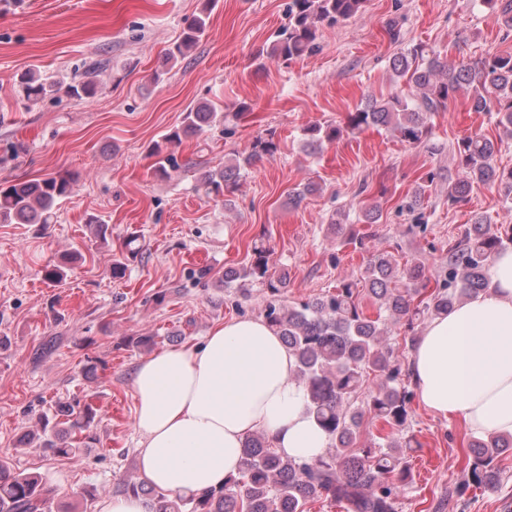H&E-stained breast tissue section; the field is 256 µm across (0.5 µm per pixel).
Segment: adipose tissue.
Returning <instances> with one entry per match:
<instances>
[{
    "mask_svg": "<svg viewBox=\"0 0 512 512\" xmlns=\"http://www.w3.org/2000/svg\"><path fill=\"white\" fill-rule=\"evenodd\" d=\"M488 279L486 292L426 324L408 365L431 413L477 435H512V249L495 257ZM295 370L280 336L251 318L142 359L132 379L142 477L188 495L222 488L257 431L291 458L324 453Z\"/></svg>",
    "mask_w": 512,
    "mask_h": 512,
    "instance_id": "1",
    "label": "adipose tissue"
}]
</instances>
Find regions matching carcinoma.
Wrapping results in <instances>:
<instances>
[{"instance_id":"1","label":"carcinoma","mask_w":512,"mask_h":512,"mask_svg":"<svg viewBox=\"0 0 512 512\" xmlns=\"http://www.w3.org/2000/svg\"><path fill=\"white\" fill-rule=\"evenodd\" d=\"M363 0H292L288 25L273 42L270 54L287 62L317 48L318 30L357 14ZM501 22L512 28V0H483ZM207 14L187 26L178 41L167 49L166 58L176 64L185 58L205 35ZM107 67L96 59L88 64L85 77L68 85L76 98H91L97 86L92 76ZM396 76L406 79L411 94H394L385 100L372 99L349 113L347 127H386L409 142L417 143L428 131L429 119L464 91L473 112H495L507 136L512 137V54L498 55L478 63L450 65L440 55L421 45L403 48L391 64ZM28 101L53 95L57 83L36 72L19 80ZM224 121L215 106L202 103L187 109L182 125L154 143L149 156L155 158L154 174L171 178L178 167L169 146L182 138L200 134L204 128ZM311 142L332 144L342 130L332 125L305 129ZM498 143L474 133L461 138L458 154L461 176L448 183V198L465 200L475 184L500 187L503 200L512 207V170L505 172L494 163ZM273 135L255 138L248 154L235 158L224 168L202 178L205 192L216 198L234 191L240 171L274 156ZM73 179L66 173L50 174L37 181L0 188V224H50L58 203L68 198ZM512 245V228L504 231L477 220L464 236L442 251L438 264L427 270L416 265L403 276L387 252L377 254L367 265L362 279L367 294L377 305L376 316L366 314L363 294L356 280H341L336 287L312 300L285 304L288 288L284 276L270 274V251L253 247V260L238 274L266 285L264 317L294 357L296 377L307 391L308 410L328 437V448L320 457L297 461L271 448L265 435L253 434L245 441L238 473L224 487L200 494L183 495L158 490L145 480H122L123 492L144 495L152 512H305L309 501L326 500L345 512H398L399 499L410 483L411 466L402 448H419L415 436L407 434L412 392L397 349L389 338V325L428 320L448 311L464 298L477 295L488 285L487 272L494 255ZM43 278L54 284L66 281L65 266L48 264ZM367 415L379 420L387 431L385 442L358 446L360 429ZM94 409L70 402L56 404L53 418H44L37 431L26 436L43 452L67 458L88 446L85 434ZM472 460L466 478L456 487V497L470 489L495 490L503 470L497 458L512 451V435L487 434L469 444ZM54 490L33 472H16L0 462V512H52Z\"/></svg>"}]
</instances>
